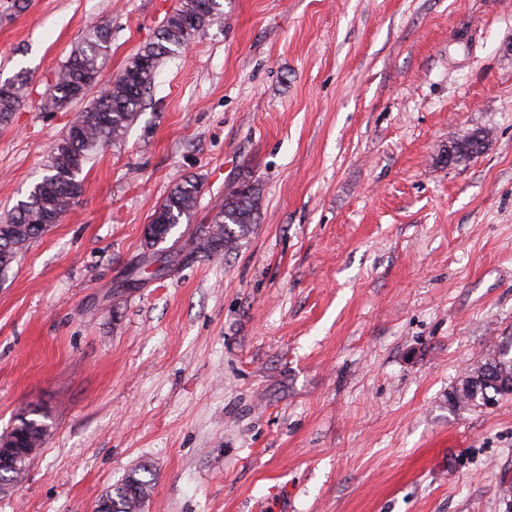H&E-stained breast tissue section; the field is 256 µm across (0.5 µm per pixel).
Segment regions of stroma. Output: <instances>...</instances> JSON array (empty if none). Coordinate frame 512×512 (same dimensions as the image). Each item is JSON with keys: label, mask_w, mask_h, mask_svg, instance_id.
I'll list each match as a JSON object with an SVG mask.
<instances>
[{"label": "stroma", "mask_w": 512, "mask_h": 512, "mask_svg": "<svg viewBox=\"0 0 512 512\" xmlns=\"http://www.w3.org/2000/svg\"><path fill=\"white\" fill-rule=\"evenodd\" d=\"M178 0H0V217L84 109L40 101L109 26V79ZM165 58L126 140L0 274V434L49 433L0 512H95L148 465L145 512H507L512 396L456 410L512 352V0H223ZM490 142L448 160L464 133ZM258 184L237 250L118 293L157 204ZM27 84L26 77L22 74L17 75L14 79L0 84V120L4 121L16 112L20 107L24 95L25 86Z\"/></svg>", "instance_id": "stroma-1"}]
</instances>
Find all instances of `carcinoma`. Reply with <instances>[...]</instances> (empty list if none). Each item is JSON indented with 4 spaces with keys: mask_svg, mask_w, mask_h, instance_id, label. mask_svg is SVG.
Wrapping results in <instances>:
<instances>
[{
    "mask_svg": "<svg viewBox=\"0 0 512 512\" xmlns=\"http://www.w3.org/2000/svg\"><path fill=\"white\" fill-rule=\"evenodd\" d=\"M224 9L221 0H179L177 8L166 17L155 41L143 46L114 76L108 88L91 100L52 147L46 174L34 183L26 198L0 221V270L13 261L35 239L59 223L61 217L83 192L80 175L92 156L109 145L122 143L142 114L146 97L154 87L163 58L188 45L200 32L221 24ZM111 49L108 29L94 28L71 51L59 68L54 83L41 100V107L55 112L67 104L85 99L97 86L103 61ZM26 77L19 74L0 84V120L4 121L20 107ZM483 137L470 133L461 137L448 158L454 163L467 162L482 152ZM201 195L200 183L187 178L178 184L155 208L149 223L151 236L146 247H157L166 265L192 261L197 255L216 257L236 249L239 241L256 223L258 188L247 181L230 184L224 198L212 209L211 231L200 227L199 233L186 240L174 254L165 253L161 243L182 221L194 214ZM485 375L464 394L471 407L483 405L487 396L512 395V358L502 354L479 366ZM13 430L43 441L48 435L46 416L31 409L18 418ZM150 469L140 466L130 471L107 492L109 505L98 512H136V495L150 493Z\"/></svg>",
    "mask_w": 512,
    "mask_h": 512,
    "instance_id": "cac0c4a2",
    "label": "carcinoma"
}]
</instances>
